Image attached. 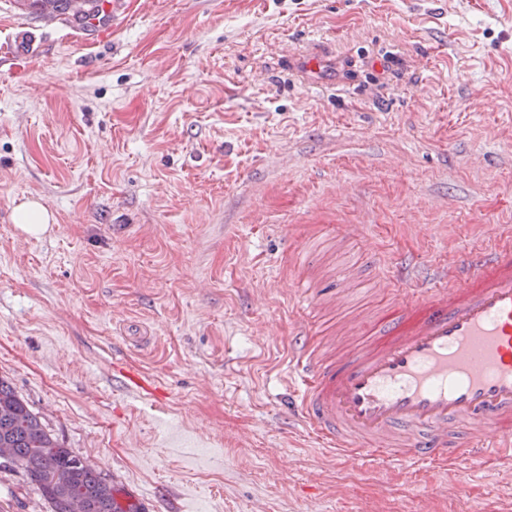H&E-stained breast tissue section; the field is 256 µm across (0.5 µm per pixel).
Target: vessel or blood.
<instances>
[{
	"mask_svg": "<svg viewBox=\"0 0 512 512\" xmlns=\"http://www.w3.org/2000/svg\"><path fill=\"white\" fill-rule=\"evenodd\" d=\"M377 287L397 297L385 339L337 357L325 355L312 310L323 296L347 303L352 288L301 289L309 311L288 344V386L322 448L357 462L455 464L467 449L512 462V233ZM121 377L128 390H156L139 370Z\"/></svg>",
	"mask_w": 512,
	"mask_h": 512,
	"instance_id": "obj_1",
	"label": "vessel or blood"
}]
</instances>
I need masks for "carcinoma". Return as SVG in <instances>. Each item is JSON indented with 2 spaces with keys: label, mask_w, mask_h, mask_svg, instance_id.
Masks as SVG:
<instances>
[{
  "label": "carcinoma",
  "mask_w": 512,
  "mask_h": 512,
  "mask_svg": "<svg viewBox=\"0 0 512 512\" xmlns=\"http://www.w3.org/2000/svg\"><path fill=\"white\" fill-rule=\"evenodd\" d=\"M82 16H76L75 0H22L29 13L39 16L65 15L81 27L91 24L103 12V0H84ZM0 447L14 449L11 466L19 469L36 485L50 512H69L67 496L83 490L89 498V512L111 509L112 482L101 479L98 471L84 472L71 466L72 453L16 394L0 379Z\"/></svg>",
  "instance_id": "1"
}]
</instances>
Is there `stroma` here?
I'll list each match as a JSON object with an SVG mask.
<instances>
[{
	"mask_svg": "<svg viewBox=\"0 0 512 512\" xmlns=\"http://www.w3.org/2000/svg\"><path fill=\"white\" fill-rule=\"evenodd\" d=\"M104 14L0 0V378L149 512H512V474L357 469L281 416L291 280L348 273L357 298L316 318L357 316L354 344L395 300L367 281L512 226V0ZM31 200L52 215L37 236L17 222ZM0 512L49 506L0 466ZM76 1V5H75ZM23 0L22 2L30 14L39 16L66 15L67 19L81 27L91 24V21L99 18L103 12V0ZM85 9L82 17H76L75 6L79 13L82 12L83 2ZM124 386L139 394L152 395L157 391L153 380L137 369H122L120 371Z\"/></svg>",
	"mask_w": 512,
	"mask_h": 512,
	"instance_id": "obj_1",
	"label": "stroma"
}]
</instances>
